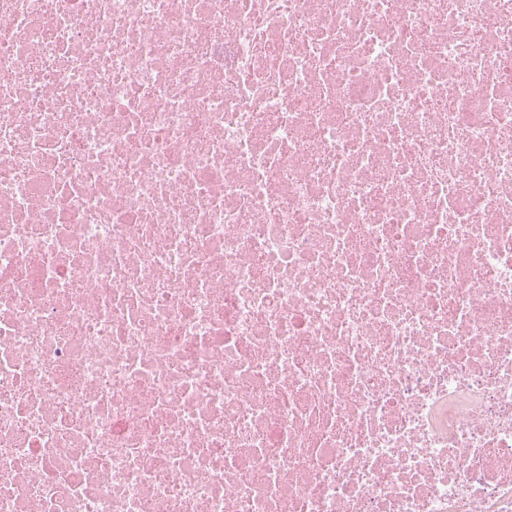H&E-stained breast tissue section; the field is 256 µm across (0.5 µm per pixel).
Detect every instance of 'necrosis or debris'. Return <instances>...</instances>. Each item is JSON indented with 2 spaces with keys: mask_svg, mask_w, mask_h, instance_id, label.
Segmentation results:
<instances>
[{
  "mask_svg": "<svg viewBox=\"0 0 512 512\" xmlns=\"http://www.w3.org/2000/svg\"><path fill=\"white\" fill-rule=\"evenodd\" d=\"M0 512H512V0H0Z\"/></svg>",
  "mask_w": 512,
  "mask_h": 512,
  "instance_id": "4bbe7bcc",
  "label": "necrosis or debris"
}]
</instances>
